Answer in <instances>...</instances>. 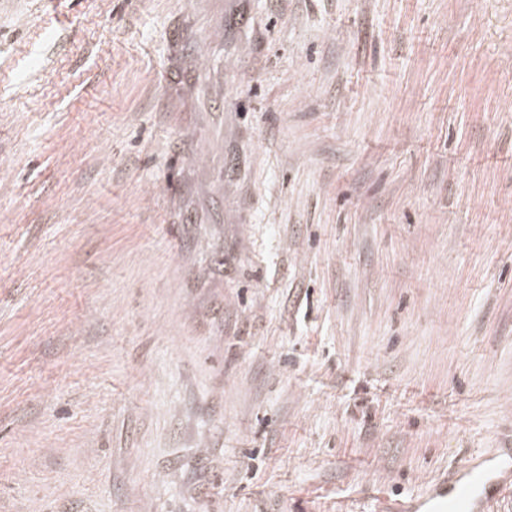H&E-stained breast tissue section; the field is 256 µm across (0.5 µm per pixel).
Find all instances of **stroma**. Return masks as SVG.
Returning <instances> with one entry per match:
<instances>
[{
	"label": "stroma",
	"instance_id": "obj_1",
	"mask_svg": "<svg viewBox=\"0 0 512 512\" xmlns=\"http://www.w3.org/2000/svg\"><path fill=\"white\" fill-rule=\"evenodd\" d=\"M511 448L512 0H0V512Z\"/></svg>",
	"mask_w": 512,
	"mask_h": 512
}]
</instances>
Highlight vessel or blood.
<instances>
[{
  "mask_svg": "<svg viewBox=\"0 0 512 512\" xmlns=\"http://www.w3.org/2000/svg\"><path fill=\"white\" fill-rule=\"evenodd\" d=\"M487 483L495 484V495L480 493V486ZM511 489L512 482L498 478L492 460H472L464 464L462 472L436 485L426 498L413 504L392 500L379 512H493L498 494Z\"/></svg>",
  "mask_w": 512,
  "mask_h": 512,
  "instance_id": "vessel-or-blood-1",
  "label": "vessel or blood"
}]
</instances>
